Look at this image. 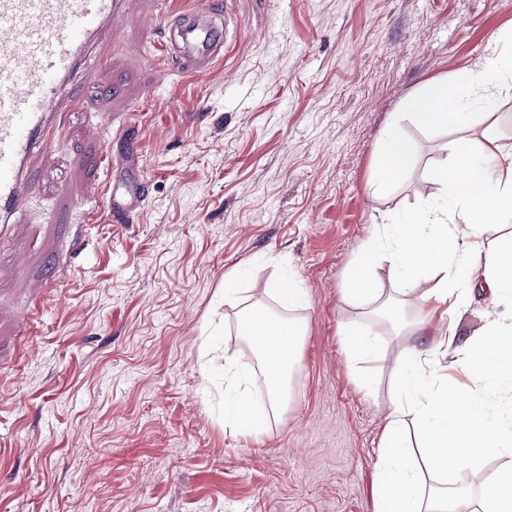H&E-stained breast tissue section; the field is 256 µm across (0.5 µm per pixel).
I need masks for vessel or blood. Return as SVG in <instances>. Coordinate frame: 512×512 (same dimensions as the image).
<instances>
[{
  "label": "vessel or blood",
  "mask_w": 512,
  "mask_h": 512,
  "mask_svg": "<svg viewBox=\"0 0 512 512\" xmlns=\"http://www.w3.org/2000/svg\"><path fill=\"white\" fill-rule=\"evenodd\" d=\"M134 0H0V248L28 209L34 160L50 156L73 112L89 111L75 86L101 67L118 24L133 19ZM168 30L166 64L198 72L224 54L232 16L196 0L172 12L157 0Z\"/></svg>",
  "instance_id": "vessel-or-blood-1"
}]
</instances>
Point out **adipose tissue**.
Segmentation results:
<instances>
[{
	"instance_id": "ef3b65f1",
	"label": "adipose tissue",
	"mask_w": 512,
	"mask_h": 512,
	"mask_svg": "<svg viewBox=\"0 0 512 512\" xmlns=\"http://www.w3.org/2000/svg\"><path fill=\"white\" fill-rule=\"evenodd\" d=\"M467 91L485 98L512 95V57L502 46H495L478 70L428 83L408 99L406 108L418 123L465 125L471 134L455 142L449 165L433 171L438 197L397 223L380 225L363 246L342 290L345 301L373 295V271L380 263L395 270L403 295L416 296L421 325L439 309L461 308L477 287L512 300V242L492 248L484 240L486 225L502 212H512V140L502 134L504 126L512 123V114L462 111ZM414 154V144L396 126L385 129L379 158L387 174H404ZM460 269L469 275L463 286L456 280ZM427 274L435 285L424 291L420 285ZM224 297L241 302L238 334L256 348L269 384L267 404L259 407L243 387L244 376L231 372L224 421L257 434L282 403L281 386L293 363L301 327L244 304L242 289H225ZM343 343L354 359L370 367L387 358V340L369 329L347 327ZM444 345L452 349L455 365L482 392L512 385V321L489 320L470 344L458 347L448 338ZM398 366L394 408L380 442L376 512H468L466 490L444 487L424 493L418 481L422 466L439 472L451 466L469 471L479 481L484 512H512V427L488 410L481 395L462 393L449 384L427 359L404 355ZM410 418L419 426L421 445L416 449L405 441ZM486 456L504 460L491 481L480 478L479 462Z\"/></svg>"
}]
</instances>
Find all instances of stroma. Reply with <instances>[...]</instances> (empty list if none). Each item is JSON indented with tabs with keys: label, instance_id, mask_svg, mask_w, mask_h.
Instances as JSON below:
<instances>
[{
	"label": "stroma",
	"instance_id": "35a3bbf8",
	"mask_svg": "<svg viewBox=\"0 0 512 512\" xmlns=\"http://www.w3.org/2000/svg\"><path fill=\"white\" fill-rule=\"evenodd\" d=\"M226 2L238 33L207 72L155 77L161 26H123L81 85L92 110L33 165L0 267V512H376L399 355L476 388L437 347L444 319L398 333L342 287L380 224L437 195L426 174L464 135L422 127L405 101L512 34V0ZM132 107L144 117L106 166ZM394 123L417 146L397 178L378 155ZM114 179L145 187L126 222L107 207ZM240 265L250 301L303 330L286 404L255 437L224 423L225 361L263 389L224 300ZM289 279L305 298L285 312L272 287ZM510 315L475 294L456 345ZM349 325L390 340L375 372L347 354Z\"/></svg>",
	"mask_w": 512,
	"mask_h": 512
}]
</instances>
